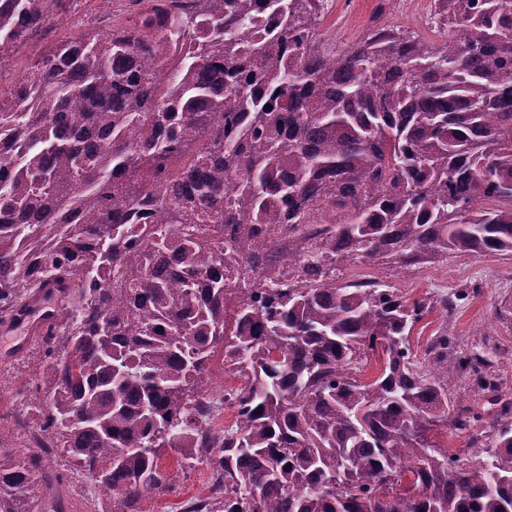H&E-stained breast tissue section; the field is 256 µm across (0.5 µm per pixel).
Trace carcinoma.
Here are the masks:
<instances>
[{
	"label": "carcinoma",
	"mask_w": 512,
	"mask_h": 512,
	"mask_svg": "<svg viewBox=\"0 0 512 512\" xmlns=\"http://www.w3.org/2000/svg\"><path fill=\"white\" fill-rule=\"evenodd\" d=\"M319 2L153 0L0 96V324L54 317L34 444L121 512L172 491L165 446L214 466L197 512H512L495 366L446 330L418 364L429 303L336 275L512 253V0H442L461 38L379 26L332 54ZM66 12L0 0V59ZM278 234L294 248L267 268ZM218 353L244 379L222 436L202 397ZM462 378L482 403L459 406ZM439 426L469 433L470 461ZM42 463L0 453V512H28ZM436 439L445 447L448 448L449 455H459L465 461L470 460V450L467 448L464 435H457L450 429L448 431L442 428L439 432L435 433Z\"/></svg>",
	"instance_id": "1"
}]
</instances>
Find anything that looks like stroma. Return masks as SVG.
<instances>
[{"label": "stroma", "mask_w": 512, "mask_h": 512, "mask_svg": "<svg viewBox=\"0 0 512 512\" xmlns=\"http://www.w3.org/2000/svg\"><path fill=\"white\" fill-rule=\"evenodd\" d=\"M377 0H325L318 19L324 38L351 46L366 32ZM142 10L134 0H78L63 22L46 27L29 46L7 54L0 63V92L9 93L18 75L30 68L42 51L58 42L82 36L88 30L105 34L112 27L133 24ZM343 279L362 282L381 279L407 298L433 300L434 307L414 328L410 337L416 355H423L427 341L449 329L462 348L493 361L500 370L501 393L512 401V254L484 255L451 252L417 265L402 268L393 262L347 259L341 264ZM459 288L472 289V296L446 312L440 298ZM41 365V339L26 328L0 330V450L16 463H23L34 446L27 434L39 420L25 404L35 388ZM179 454L167 448L159 463L175 478V490L143 498L140 512H178L182 501L206 496L212 469L202 463L180 470ZM48 473L60 472L65 481L58 499L67 512H117L111 504L93 494L81 471L64 457L47 460Z\"/></svg>", "instance_id": "35a3bbf8"}]
</instances>
